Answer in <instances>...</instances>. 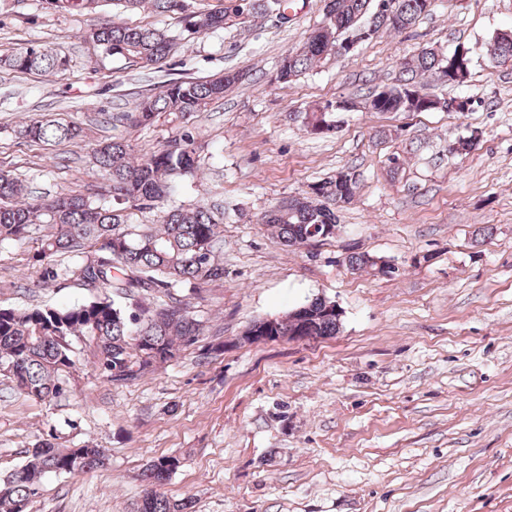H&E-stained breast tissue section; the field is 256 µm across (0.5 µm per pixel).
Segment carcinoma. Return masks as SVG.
<instances>
[{"instance_id": "cac0c4a2", "label": "carcinoma", "mask_w": 512, "mask_h": 512, "mask_svg": "<svg viewBox=\"0 0 512 512\" xmlns=\"http://www.w3.org/2000/svg\"><path fill=\"white\" fill-rule=\"evenodd\" d=\"M145 1L157 14L178 16L184 29L193 34L222 29L233 20L243 24L255 14L282 15L289 8L286 0H227L225 6L197 10L187 8L186 0H45V4L55 13L92 16L109 3L128 10ZM396 2L397 13L389 18L379 12V0H324L323 25L299 51L280 61L276 82L286 86L317 66L330 41L340 42L371 26L376 32L401 33L429 13L428 0ZM85 38L103 58L119 57L131 66L156 64L174 47V37L164 29L114 21L92 25ZM490 52L497 63H511L512 30L495 35ZM4 64L17 72L47 74L65 69L67 61L46 44L28 42L7 56ZM426 73L452 86L461 85L451 79L437 51L423 48L402 62L400 79L379 91L384 99L372 104L373 110L419 111L407 88L418 85L417 76ZM240 79L239 73L228 71L206 80H173L138 103L135 112L127 115L129 127L149 128L162 117L181 122L224 98ZM23 133L53 149L78 146L88 138L80 125L47 117L30 120ZM194 144L192 132L185 129L141 156L134 154L125 136L93 143L92 163L106 181L105 197L96 200L71 191L35 198L19 178L0 170V246L22 245L33 226L47 225L50 231L32 256L39 280L48 284L70 277L91 292L89 299L71 306L0 308V371L21 393L43 403L64 395L76 367L77 341L93 345L99 376L123 385L178 359L203 334L202 322L190 315L189 304L178 289L224 278V265L218 258L224 242L219 222L202 206L164 208L151 225L130 222L131 211L157 207L177 182L197 176L200 163ZM477 144V136L462 135L449 145V152L466 155ZM345 175L341 171L313 185L307 196L281 200L263 216L262 223L288 247L333 237L336 214L322 199L349 201L356 195L358 181L348 182ZM66 253L71 264L62 267L56 256ZM342 265L350 270L369 268L383 277H394L399 271L388 261L377 266L375 256L364 252L347 254ZM154 290L163 291L167 300L155 308L140 304L138 296ZM304 305V331H298L288 313L276 318L277 328L271 333L266 328L268 319L255 321L243 342L264 341L269 334L290 341L298 335L326 338L339 332L342 322L332 301L315 297ZM58 439L51 432L37 440L27 450L26 463L0 477V512H26L30 499L38 494L41 478L48 473L81 475L105 465L104 449L88 444L71 448ZM181 466L182 459L176 455L149 461L141 474L145 489L133 512H193L191 499H176L157 490Z\"/></svg>"}]
</instances>
